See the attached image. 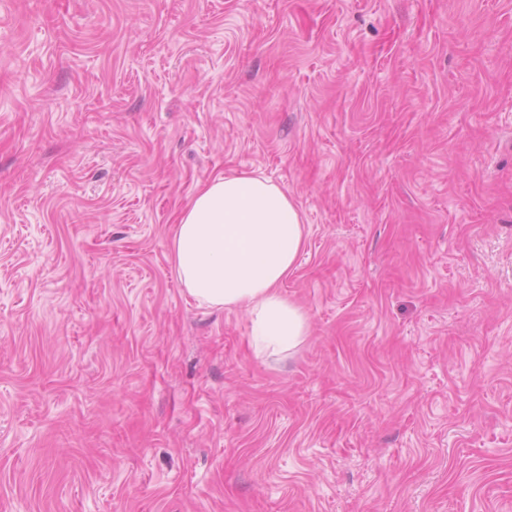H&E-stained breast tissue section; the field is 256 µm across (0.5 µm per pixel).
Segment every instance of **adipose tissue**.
I'll return each instance as SVG.
<instances>
[{"label": "adipose tissue", "instance_id": "obj_1", "mask_svg": "<svg viewBox=\"0 0 512 512\" xmlns=\"http://www.w3.org/2000/svg\"><path fill=\"white\" fill-rule=\"evenodd\" d=\"M306 242V226L286 191L254 172L217 175L181 211L171 263L200 304L244 311L259 351L295 349L309 326L281 290Z\"/></svg>", "mask_w": 512, "mask_h": 512}]
</instances>
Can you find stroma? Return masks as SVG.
<instances>
[{
  "instance_id": "stroma-1",
  "label": "stroma",
  "mask_w": 512,
  "mask_h": 512,
  "mask_svg": "<svg viewBox=\"0 0 512 512\" xmlns=\"http://www.w3.org/2000/svg\"><path fill=\"white\" fill-rule=\"evenodd\" d=\"M241 171L283 356L169 261ZM0 512H512V0H0Z\"/></svg>"
}]
</instances>
